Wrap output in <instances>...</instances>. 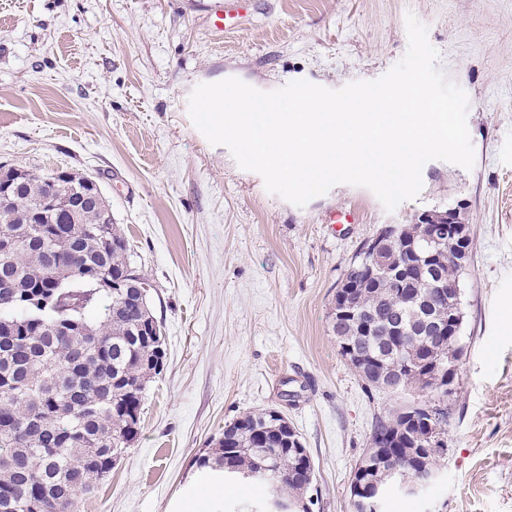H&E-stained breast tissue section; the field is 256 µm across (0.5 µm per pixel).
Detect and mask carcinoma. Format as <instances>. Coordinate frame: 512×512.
<instances>
[{
  "label": "carcinoma",
  "mask_w": 512,
  "mask_h": 512,
  "mask_svg": "<svg viewBox=\"0 0 512 512\" xmlns=\"http://www.w3.org/2000/svg\"><path fill=\"white\" fill-rule=\"evenodd\" d=\"M45 193L41 180L20 174L13 216L0 215V233L13 240L0 254V282L16 284L0 288V512H77V494L112 472L139 435L146 383L165 365L143 335L145 322H161L138 299L148 281L125 238L88 202L77 215L60 203L42 222L27 223ZM389 257L411 283L401 289L381 279L354 289L352 315L332 325L345 337L339 351L368 386L446 388L448 337L418 331V321L431 273L459 276L456 252L448 245L418 264L396 242ZM88 267L127 276L129 288L101 308L90 303L80 329L65 334L49 319L25 322L20 310H8L17 301L39 307L50 283ZM447 425L445 399L433 391L422 404L377 418L370 444L386 449L361 458L354 495L386 491L393 464L410 477L435 465L448 452ZM290 429L276 409L246 414L224 426L197 464L226 476L265 467L272 497L296 503L313 465Z\"/></svg>",
  "instance_id": "cac0c4a2"
}]
</instances>
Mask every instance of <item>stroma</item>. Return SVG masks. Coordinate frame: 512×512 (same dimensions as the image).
Returning <instances> with one entry per match:
<instances>
[{"instance_id":"obj_1","label":"stroma","mask_w":512,"mask_h":512,"mask_svg":"<svg viewBox=\"0 0 512 512\" xmlns=\"http://www.w3.org/2000/svg\"><path fill=\"white\" fill-rule=\"evenodd\" d=\"M203 2L0 0V166L98 178L166 349L137 441L78 512H180L205 474L197 457L267 408L310 453V512H352L376 418L422 393L354 373L332 331L336 293L381 227L451 207L471 253L448 454L418 497L390 491L385 510L512 512V0H257L252 24L222 38ZM410 13L468 95L475 163L428 162L394 212L349 184L296 207L189 117L192 89L229 77L262 91L376 79L404 55ZM345 210L352 222L330 223ZM268 496L229 482L218 508L257 512Z\"/></svg>"}]
</instances>
